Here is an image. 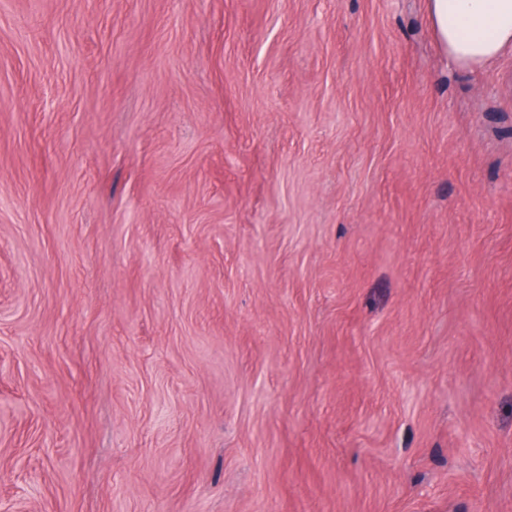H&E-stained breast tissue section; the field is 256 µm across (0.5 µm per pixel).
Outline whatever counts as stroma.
<instances>
[{
	"label": "stroma",
	"mask_w": 512,
	"mask_h": 512,
	"mask_svg": "<svg viewBox=\"0 0 512 512\" xmlns=\"http://www.w3.org/2000/svg\"><path fill=\"white\" fill-rule=\"evenodd\" d=\"M0 512H512V51L0 0Z\"/></svg>",
	"instance_id": "obj_1"
}]
</instances>
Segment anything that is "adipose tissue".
Here are the masks:
<instances>
[{
    "mask_svg": "<svg viewBox=\"0 0 512 512\" xmlns=\"http://www.w3.org/2000/svg\"><path fill=\"white\" fill-rule=\"evenodd\" d=\"M449 62L472 69L512 49V0H427Z\"/></svg>",
    "mask_w": 512,
    "mask_h": 512,
    "instance_id": "obj_1",
    "label": "adipose tissue"
}]
</instances>
